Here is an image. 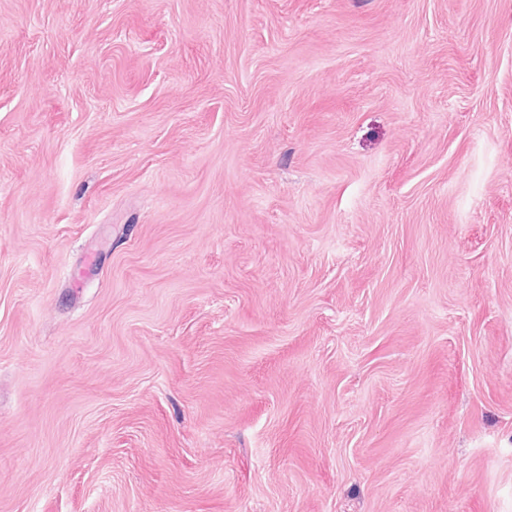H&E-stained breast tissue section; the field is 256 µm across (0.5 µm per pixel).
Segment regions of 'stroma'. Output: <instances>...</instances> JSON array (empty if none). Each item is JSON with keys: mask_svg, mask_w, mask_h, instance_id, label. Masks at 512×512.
<instances>
[{"mask_svg": "<svg viewBox=\"0 0 512 512\" xmlns=\"http://www.w3.org/2000/svg\"><path fill=\"white\" fill-rule=\"evenodd\" d=\"M0 512H512V0H0Z\"/></svg>", "mask_w": 512, "mask_h": 512, "instance_id": "obj_1", "label": "stroma"}]
</instances>
